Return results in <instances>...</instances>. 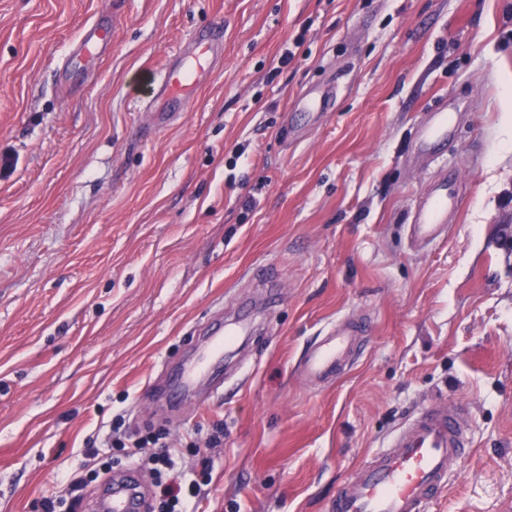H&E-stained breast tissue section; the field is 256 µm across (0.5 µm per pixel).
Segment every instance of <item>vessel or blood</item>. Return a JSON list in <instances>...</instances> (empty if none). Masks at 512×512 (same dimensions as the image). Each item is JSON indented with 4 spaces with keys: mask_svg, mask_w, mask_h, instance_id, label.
I'll return each instance as SVG.
<instances>
[{
    "mask_svg": "<svg viewBox=\"0 0 512 512\" xmlns=\"http://www.w3.org/2000/svg\"><path fill=\"white\" fill-rule=\"evenodd\" d=\"M221 27L186 42L178 64L163 76L161 97L187 101L214 73L220 52ZM112 30L97 24L88 29L69 57V66L102 55L110 44ZM455 115L434 113L416 139L419 156L431 157L444 151L454 139ZM453 182L429 190L416 208L409 226L412 241L427 244L444 234L449 210L455 206ZM369 331L364 320L344 318L332 324L321 338L306 348L298 363L300 371L313 382H328L347 366L358 338ZM240 327L221 324L212 327L205 354L184 367L172 380L152 384L147 396L157 409L175 411L197 382L208 376L223 356L225 343L243 335ZM469 440L461 406L435 402L414 416L389 441L385 450L359 466L340 485L327 512H426L433 499L447 485L448 463L469 455ZM150 492L135 472L113 481L110 512H146Z\"/></svg>",
    "mask_w": 512,
    "mask_h": 512,
    "instance_id": "obj_1",
    "label": "vessel or blood"
}]
</instances>
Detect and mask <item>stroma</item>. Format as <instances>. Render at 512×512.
Here are the masks:
<instances>
[{
	"label": "stroma",
	"instance_id": "obj_1",
	"mask_svg": "<svg viewBox=\"0 0 512 512\" xmlns=\"http://www.w3.org/2000/svg\"><path fill=\"white\" fill-rule=\"evenodd\" d=\"M103 16L108 53L60 81ZM218 20L211 81L141 135L166 63ZM313 86L331 112L283 145ZM444 107L452 146L415 157ZM451 170L447 233L412 245ZM259 266L280 296L223 392L154 414L145 386L262 296ZM346 315L371 321L358 357L309 383L297 360ZM437 399L466 403L471 451L428 512H512V0H0V512L68 501L88 449L127 466L120 434L209 468L198 512H327Z\"/></svg>",
	"mask_w": 512,
	"mask_h": 512
}]
</instances>
